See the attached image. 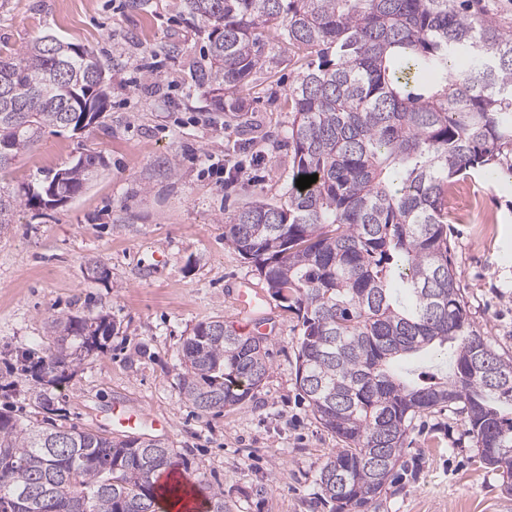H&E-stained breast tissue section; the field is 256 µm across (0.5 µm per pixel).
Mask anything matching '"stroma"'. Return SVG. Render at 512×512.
Instances as JSON below:
<instances>
[{"instance_id": "1", "label": "stroma", "mask_w": 512, "mask_h": 512, "mask_svg": "<svg viewBox=\"0 0 512 512\" xmlns=\"http://www.w3.org/2000/svg\"><path fill=\"white\" fill-rule=\"evenodd\" d=\"M47 35L95 51L106 67L107 105L84 130L47 128L0 185L39 186L88 154L105 164L80 194L51 208L20 207L0 233V371L19 351L52 346L49 323L60 313L103 311L118 332L53 388L51 412L21 389L0 390V410L109 436L114 408L141 413L149 422L139 435L172 443L181 474L201 494L222 489L234 512H330L316 478L339 441L299 395L294 313L266 297L270 369L242 404L201 416L179 387V351L195 325L221 319L239 330L246 322L234 295L260 279L225 241L223 219L254 200L278 202L289 181L290 151L270 152L264 137L288 139L297 53L274 49L271 72L245 92L240 118L213 111L195 85L207 34L181 0L136 8L131 0H0L1 55ZM153 61L159 70L150 77L140 67ZM241 162L248 169L235 182L206 175L210 164ZM468 188L495 221L449 225L451 259L469 322L512 356V190L483 179ZM92 257L109 280L88 277ZM156 419L168 428L153 427ZM403 461L376 512H512L501 472L481 461L453 410L416 417Z\"/></svg>"}]
</instances>
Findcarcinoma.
I'll return each mask as SVG.
<instances>
[{
    "label": "carcinoma",
    "mask_w": 512,
    "mask_h": 512,
    "mask_svg": "<svg viewBox=\"0 0 512 512\" xmlns=\"http://www.w3.org/2000/svg\"><path fill=\"white\" fill-rule=\"evenodd\" d=\"M207 30L198 81L223 112L270 66L279 44L302 52L288 91L292 175L275 204L225 217L224 239L251 260L301 325L296 381L341 447L320 467L331 512H369L404 454L413 419L445 407L468 424L484 463L512 494V356L466 318L448 244V185L486 176L512 185V34L479 0H184ZM94 50L45 36L0 56V172L47 127L85 128L102 114ZM103 158L87 155L40 189L0 190V227L17 207L63 202ZM318 175L301 190V175ZM34 364L30 398L106 350L107 314H62ZM267 340L201 322L182 346L180 390L202 413L232 409L265 379ZM453 345L447 373L411 358ZM507 376L501 389L485 370ZM179 466L170 443L71 426L37 428L0 411V512H156L159 478ZM206 512H231L224 491Z\"/></svg>",
    "instance_id": "cac0c4a2"
}]
</instances>
